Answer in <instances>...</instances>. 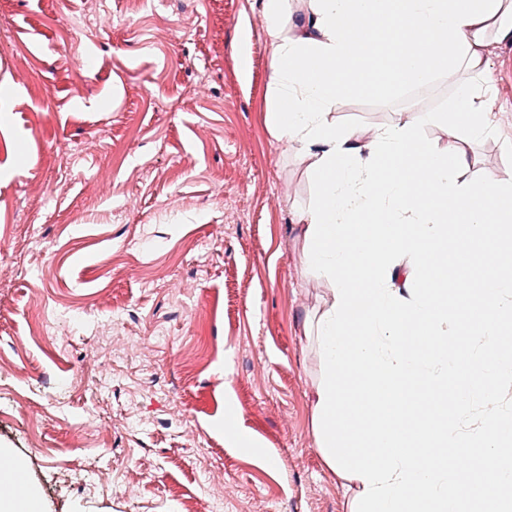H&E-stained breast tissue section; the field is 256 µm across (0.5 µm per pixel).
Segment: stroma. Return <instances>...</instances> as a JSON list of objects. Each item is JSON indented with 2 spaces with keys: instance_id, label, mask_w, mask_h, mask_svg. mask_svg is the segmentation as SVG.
Wrapping results in <instances>:
<instances>
[{
  "instance_id": "1",
  "label": "stroma",
  "mask_w": 512,
  "mask_h": 512,
  "mask_svg": "<svg viewBox=\"0 0 512 512\" xmlns=\"http://www.w3.org/2000/svg\"><path fill=\"white\" fill-rule=\"evenodd\" d=\"M488 58L329 119L369 135L480 77L495 136L426 133L465 149L461 181L512 178V43ZM270 73L261 0H0V444L49 512H355L317 447L331 285L302 263L309 161L266 126Z\"/></svg>"
}]
</instances>
